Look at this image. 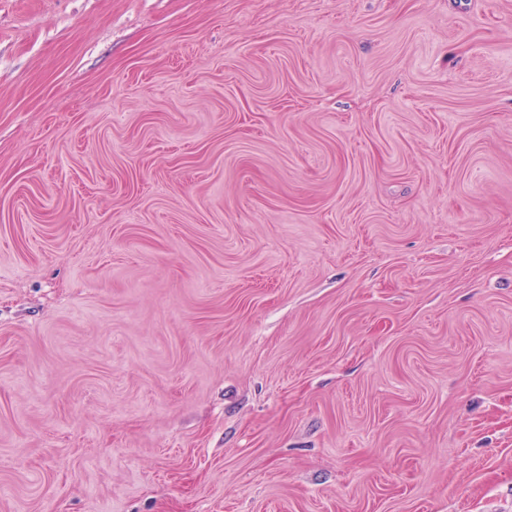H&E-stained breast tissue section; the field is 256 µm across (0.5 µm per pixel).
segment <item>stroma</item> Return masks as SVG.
Masks as SVG:
<instances>
[{"mask_svg":"<svg viewBox=\"0 0 512 512\" xmlns=\"http://www.w3.org/2000/svg\"><path fill=\"white\" fill-rule=\"evenodd\" d=\"M0 512H512V0H0Z\"/></svg>","mask_w":512,"mask_h":512,"instance_id":"stroma-1","label":"stroma"}]
</instances>
